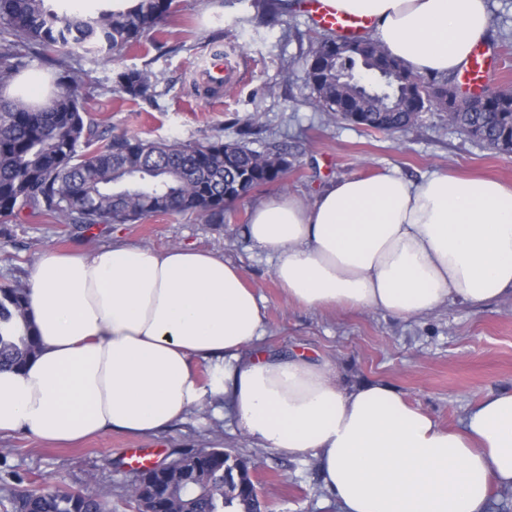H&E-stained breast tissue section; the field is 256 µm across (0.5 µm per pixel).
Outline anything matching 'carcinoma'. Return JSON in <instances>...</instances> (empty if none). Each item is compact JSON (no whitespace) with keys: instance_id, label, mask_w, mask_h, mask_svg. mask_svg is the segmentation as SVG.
Segmentation results:
<instances>
[{"instance_id":"cac0c4a2","label":"carcinoma","mask_w":512,"mask_h":512,"mask_svg":"<svg viewBox=\"0 0 512 512\" xmlns=\"http://www.w3.org/2000/svg\"><path fill=\"white\" fill-rule=\"evenodd\" d=\"M174 0H131L124 8L108 5L95 15L69 17L45 7V0H0V87L27 68L30 49L53 63V55L95 50L109 59L165 23ZM358 51L386 77L369 89L336 79V70L356 69L347 52ZM434 86L373 40L341 44L321 38L307 58L313 105L367 128L396 133L413 124L422 94L436 96L445 110L448 80ZM119 91L133 100L155 95L148 72L117 76ZM55 94L45 109L25 98L0 97V217L23 210L62 218L83 230L95 224H126L154 215L192 212L207 224L224 223L226 204L278 181L288 170V154L259 153L240 142L212 137L202 142L150 141L116 136L98 148L95 125L87 119L80 83L68 68L55 73ZM481 112H453L456 128L490 148L512 151V89L486 97ZM39 348L27 314L26 287L20 281L0 287V370H18ZM129 498L137 512H225L224 451L199 448L177 454L162 471L141 474ZM8 512H112L107 493L64 487L31 488L9 498Z\"/></svg>"}]
</instances>
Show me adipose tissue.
Masks as SVG:
<instances>
[{
    "mask_svg": "<svg viewBox=\"0 0 512 512\" xmlns=\"http://www.w3.org/2000/svg\"><path fill=\"white\" fill-rule=\"evenodd\" d=\"M331 2L371 18L374 39L422 75L460 70L492 24L488 0ZM247 236L309 309L416 318L512 296V187L493 179L344 178L261 201ZM28 288L40 349L0 371V436L150 435L209 405L258 446L315 459L342 512H486L490 489L512 487V389L485 393L446 431L387 381L346 387L330 362L257 350L263 301L221 254L52 250Z\"/></svg>",
    "mask_w": 512,
    "mask_h": 512,
    "instance_id": "obj_1",
    "label": "adipose tissue"
}]
</instances>
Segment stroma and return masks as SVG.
<instances>
[{
    "mask_svg": "<svg viewBox=\"0 0 512 512\" xmlns=\"http://www.w3.org/2000/svg\"><path fill=\"white\" fill-rule=\"evenodd\" d=\"M257 0H175L162 30L103 61L95 52L66 57L81 76V93L103 140L127 134L150 140L193 142L218 136L255 151L287 149L281 181L266 184L224 209L223 224L194 214L155 215L134 224H99L82 232L28 212L0 221V285L26 280L47 249L85 251L115 240L158 250L182 245L211 250L239 266L265 302L262 346L291 357L303 352L335 365L342 380L383 379L443 428L457 427L465 406L488 390L512 387V297L481 310L446 304L418 318L377 310H313L289 303L273 276V263L245 235L251 209L278 193L314 195L333 181L394 167L410 179L452 171L512 185V152L486 147L449 126L436 106L406 130L389 135L317 110L306 80V58L323 29L290 0L287 13L263 22ZM493 26L485 42L495 67L484 85L512 87V0H490ZM237 61L230 93L202 88L197 73L213 42ZM150 71L154 102L123 99L117 76ZM221 445L254 464L268 512H340L324 488L315 460L297 461L262 448L228 418L210 409L155 435L108 430L73 447H58L19 432L0 438V506L9 489L58 485L112 492V512H136L126 488L134 477L127 451L150 448L157 461L188 448Z\"/></svg>",
    "mask_w": 512,
    "mask_h": 512,
    "instance_id": "stroma-1",
    "label": "stroma"
}]
</instances>
